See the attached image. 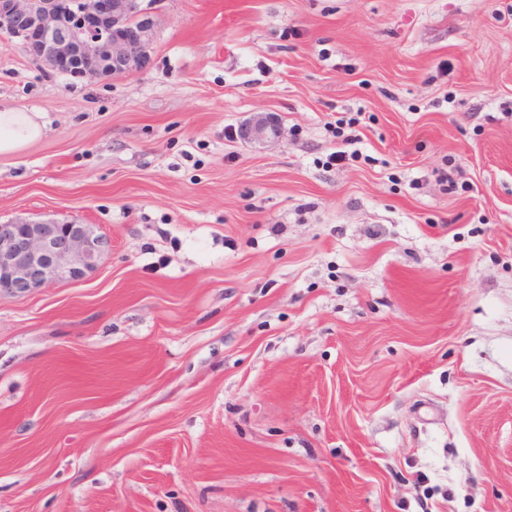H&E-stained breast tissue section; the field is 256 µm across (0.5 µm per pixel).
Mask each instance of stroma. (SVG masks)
I'll use <instances>...</instances> for the list:
<instances>
[{"label": "stroma", "instance_id": "stroma-1", "mask_svg": "<svg viewBox=\"0 0 512 512\" xmlns=\"http://www.w3.org/2000/svg\"><path fill=\"white\" fill-rule=\"evenodd\" d=\"M143 5L124 78L0 43V223L112 243L0 296V512H512V0ZM39 112L21 108L0 110V155L15 154L25 145L39 139L44 133V123ZM239 133L243 139L271 141L279 138L280 127L274 115L257 113L241 126Z\"/></svg>", "mask_w": 512, "mask_h": 512}]
</instances>
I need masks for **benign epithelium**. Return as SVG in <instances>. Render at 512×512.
Returning <instances> with one entry per match:
<instances>
[{
	"label": "benign epithelium",
	"mask_w": 512,
	"mask_h": 512,
	"mask_svg": "<svg viewBox=\"0 0 512 512\" xmlns=\"http://www.w3.org/2000/svg\"><path fill=\"white\" fill-rule=\"evenodd\" d=\"M142 0H0V41L16 43L52 72L90 82L140 71L155 41ZM274 115L240 128L247 140L279 138ZM111 241L77 219L0 224V296H22L96 269Z\"/></svg>",
	"instance_id": "1"
}]
</instances>
